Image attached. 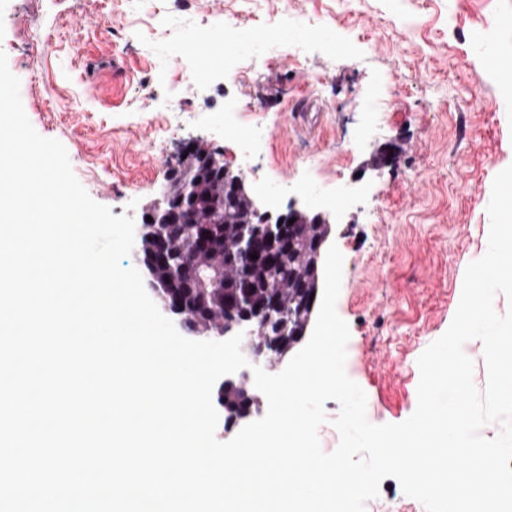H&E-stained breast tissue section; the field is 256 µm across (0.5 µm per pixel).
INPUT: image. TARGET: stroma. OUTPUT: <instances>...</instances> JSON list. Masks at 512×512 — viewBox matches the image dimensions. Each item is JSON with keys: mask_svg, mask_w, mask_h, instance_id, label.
Masks as SVG:
<instances>
[{"mask_svg": "<svg viewBox=\"0 0 512 512\" xmlns=\"http://www.w3.org/2000/svg\"><path fill=\"white\" fill-rule=\"evenodd\" d=\"M505 15L512 0H0V50L36 132L113 215L141 218L190 142L256 199L338 200L336 310L383 425L415 411L417 360L488 248L512 85L483 61L512 59ZM307 100L312 129L295 119ZM388 144L395 161L374 167Z\"/></svg>", "mask_w": 512, "mask_h": 512, "instance_id": "1", "label": "stroma"}]
</instances>
